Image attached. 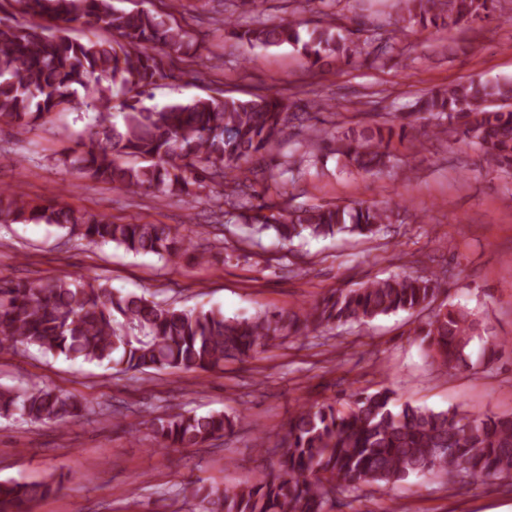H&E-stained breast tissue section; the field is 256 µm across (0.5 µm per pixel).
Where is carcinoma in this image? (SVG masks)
Wrapping results in <instances>:
<instances>
[{"label": "carcinoma", "instance_id": "1", "mask_svg": "<svg viewBox=\"0 0 512 512\" xmlns=\"http://www.w3.org/2000/svg\"><path fill=\"white\" fill-rule=\"evenodd\" d=\"M17 12L47 19L53 28L0 17V125L27 131L53 113L81 111L101 102L86 125L88 143L62 163L83 178L131 194L147 192L165 201L194 196L208 180L219 198L238 211L249 233L273 232L283 243L340 233L373 238L398 221L390 207H278L255 197L249 175L265 170L247 164L272 156L286 136L288 99L277 91L251 99L197 98L146 106L159 82L174 77L173 57L193 47L175 13L182 0H159L155 10H120L112 0H13ZM499 0H401L404 27L465 24L489 17ZM74 24L100 29L105 38L74 37ZM232 37L266 48L302 45L311 66L323 69L372 54L333 21H323L302 40L292 22L256 21L232 28ZM86 91L83 99L77 87ZM306 113L311 138L328 131L313 123L322 103ZM415 110L437 121L434 134H461L484 151L489 167L512 165V80H472L417 98ZM407 123L393 120L350 127L331 136L347 167L365 174L386 166L392 139L407 136ZM270 210L266 216L262 211ZM47 224L89 245L115 244L127 252L174 262L187 238L164 224H118L51 201L35 203L18 188H0V224ZM439 277L390 276L359 288L336 289L298 310L259 311L247 318L179 308L144 295L123 293L95 277L0 279V348H34L44 355L106 364L117 373L206 372L228 361L247 362L290 337H307L330 326H365L399 311L432 308ZM482 322L463 306L439 305L422 343L439 370L469 368L468 347ZM87 406L39 383L0 385V415L27 423L65 427ZM232 411L198 414L184 410L152 420L162 448L202 447L233 435L242 422ZM259 453L279 450L276 468L259 483L232 488L192 484L199 512H328L331 500L367 487L379 489L413 477L501 481L512 486V415L468 417L404 403L387 388L353 392L345 405L298 404L276 441L256 427ZM62 480L40 483L0 480V512H31L32 503L55 494Z\"/></svg>", "mask_w": 512, "mask_h": 512}]
</instances>
